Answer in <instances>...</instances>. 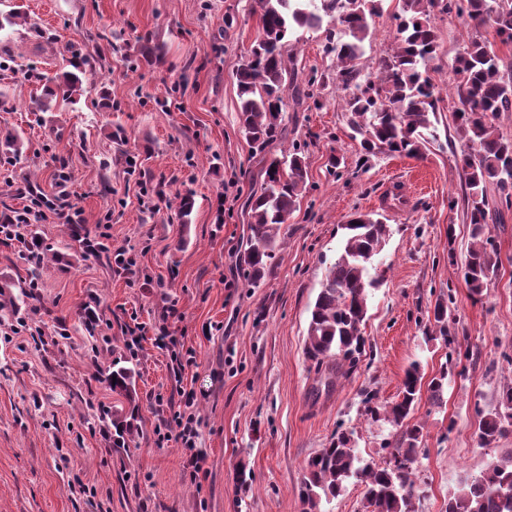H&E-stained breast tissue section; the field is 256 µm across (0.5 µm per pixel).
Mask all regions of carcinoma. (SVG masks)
Returning <instances> with one entry per match:
<instances>
[{"label":"carcinoma","instance_id":"obj_1","mask_svg":"<svg viewBox=\"0 0 512 512\" xmlns=\"http://www.w3.org/2000/svg\"><path fill=\"white\" fill-rule=\"evenodd\" d=\"M381 0H258L261 35L248 58L236 69L240 107L238 120L254 149L262 152L279 128L286 107L285 47L297 27L315 28L322 16L334 15L344 36L329 34L325 51L336 55V72L313 74L307 87L332 80L349 91L346 112L352 131L361 136L365 154L404 155L421 158L437 141L439 90L434 83L432 62L439 48L436 16L456 12L466 25L493 29L499 42L512 43V0H402L393 53L380 57L375 68L363 72L360 60L370 21L379 12ZM136 58L153 66L162 62L161 46L145 34L137 41ZM95 69V60L73 55L67 68L52 77L38 75L42 93L38 111L53 112L62 104H74L83 92V78ZM455 95L452 117L460 143L458 163L462 170L467 219L471 227L464 253V277L470 293L483 295L501 267L500 253L488 232L493 200L488 187L501 199H512V139L504 136L495 120L512 112V72L501 69L495 43L474 37L451 64ZM9 162L22 156L20 137L6 132L0 144ZM260 194L251 196L249 235L242 262L251 286L259 285L272 269L279 246L280 226L299 205L306 188L305 158L297 151L273 157L265 170ZM15 211L7 204L0 210V224H13V237L29 240L39 248V237L30 224H15ZM341 250L329 266L310 311L306 354L324 385L349 374L365 352L362 332L368 299L379 283L375 260L390 236V225L373 214H360L344 225ZM440 295L433 309V331L450 346L448 359L427 384L432 406L443 403L448 374L458 366L454 356L456 337L449 335L450 304ZM135 368L108 367L101 380L122 395L129 409L112 410L117 437L131 429L138 410ZM423 375L417 365L405 373L399 399L388 405H372L364 399L371 418L390 428V458L373 463L360 455L354 431H338L328 445L308 459L302 489L303 512H322L321 504L335 499L350 481L364 485V512H415V471L421 453L424 427L411 422L421 400ZM476 436L482 448H493L512 432V383L499 392L496 404L476 408ZM446 512H512V448L491 461L479 475L462 480L448 498Z\"/></svg>","mask_w":512,"mask_h":512}]
</instances>
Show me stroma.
<instances>
[{
	"mask_svg": "<svg viewBox=\"0 0 512 512\" xmlns=\"http://www.w3.org/2000/svg\"><path fill=\"white\" fill-rule=\"evenodd\" d=\"M400 8V0H382L364 70L393 48ZM13 9L20 16L0 30V45L17 61L48 75L75 54L102 53L106 62L85 79L76 104L44 113L31 109L37 86L24 72L0 71L9 100L0 130L23 143L20 163L0 161V201L28 204L30 182L50 201L68 193L90 237L134 248L141 273L128 278L73 242L62 222L40 220L41 301L12 315L6 306L19 296L27 265L19 243H0V512H303V467L338 426L354 428L364 458L388 460L389 430L363 416L362 400L374 391L379 403L395 401L412 363L426 377L439 372L448 349L430 336L428 316L447 292L451 329L479 360L449 380L442 406L423 399L415 410L424 426L417 512H445L461 480L512 448V433L494 448L479 447L475 436L476 407L495 404L512 383V209L493 230L503 265L472 298L462 270L470 228L459 143L449 133V66L474 29L453 14L436 18L440 139L413 159L365 156L347 124L346 93L334 82L315 87L310 100L287 97L277 136L265 151L251 147L238 124L235 71L259 33L257 0H0V14ZM337 26L327 18L290 36L285 58L295 84L335 71L324 45ZM103 32L117 34L116 50L100 40ZM147 33L164 62L133 66L136 39ZM296 147L307 189L281 226L270 273L252 287L241 261L247 202L263 187L269 159ZM55 154L66 160L58 171ZM128 154L141 157L140 173L128 174ZM188 191L195 208L183 224L176 208ZM357 213L383 215L390 235L378 257L381 283L369 295L367 355L325 388L305 355L310 308L343 226ZM171 304L183 318L169 329L196 354L179 376L152 340L133 353L121 331L134 315L160 321ZM89 306L100 316L92 334L79 323ZM21 318L26 330L12 334ZM62 323L65 338L55 333ZM115 361L138 373L139 415L125 448L112 447L100 430L101 418L125 403L97 378ZM181 388L193 391L201 420L196 451L206 474L195 480L177 443H155L169 408L150 397ZM76 476L95 498L71 494Z\"/></svg>",
	"mask_w": 512,
	"mask_h": 512,
	"instance_id": "1",
	"label": "stroma"
}]
</instances>
